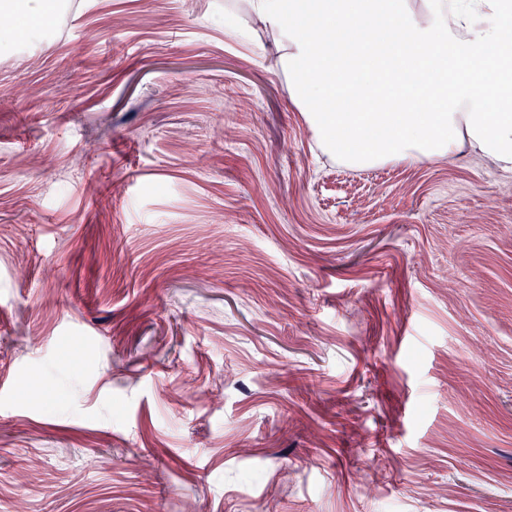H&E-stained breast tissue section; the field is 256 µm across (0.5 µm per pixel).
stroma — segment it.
<instances>
[{"label":"stroma","mask_w":512,"mask_h":512,"mask_svg":"<svg viewBox=\"0 0 512 512\" xmlns=\"http://www.w3.org/2000/svg\"><path fill=\"white\" fill-rule=\"evenodd\" d=\"M68 3L0 53V512H512V172L325 153L237 0Z\"/></svg>","instance_id":"obj_1"}]
</instances>
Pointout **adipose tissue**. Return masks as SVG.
I'll return each mask as SVG.
<instances>
[{"label":"adipose tissue","mask_w":512,"mask_h":512,"mask_svg":"<svg viewBox=\"0 0 512 512\" xmlns=\"http://www.w3.org/2000/svg\"><path fill=\"white\" fill-rule=\"evenodd\" d=\"M290 96L351 167L473 157L512 172V0H243ZM324 31L312 40L308 24Z\"/></svg>","instance_id":"obj_1"}]
</instances>
